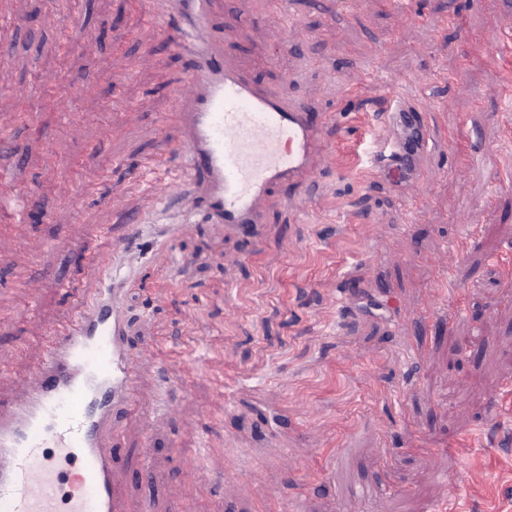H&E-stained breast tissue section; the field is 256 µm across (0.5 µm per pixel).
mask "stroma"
I'll list each match as a JSON object with an SVG mask.
<instances>
[{
	"label": "stroma",
	"mask_w": 512,
	"mask_h": 512,
	"mask_svg": "<svg viewBox=\"0 0 512 512\" xmlns=\"http://www.w3.org/2000/svg\"><path fill=\"white\" fill-rule=\"evenodd\" d=\"M289 2L224 0V47L260 85L294 79L321 131L312 176L273 188L252 240L200 220L168 245L155 227L129 239L127 219L152 205L142 157L174 174L162 118L187 58L142 21L145 0H0V132L21 148L0 171L31 192L23 222L0 228V389L29 379L50 325L102 288L91 252L130 241L136 409L117 420L114 467L130 500L512 512V57L491 55L512 0ZM408 72L440 106L430 179L374 163L384 85ZM89 184L100 195L82 199Z\"/></svg>",
	"instance_id": "stroma-1"
}]
</instances>
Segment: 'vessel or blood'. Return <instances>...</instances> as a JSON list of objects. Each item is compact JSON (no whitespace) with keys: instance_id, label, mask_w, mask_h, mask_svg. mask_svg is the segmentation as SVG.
<instances>
[{"instance_id":"vessel-or-blood-1","label":"vessel or blood","mask_w":512,"mask_h":512,"mask_svg":"<svg viewBox=\"0 0 512 512\" xmlns=\"http://www.w3.org/2000/svg\"><path fill=\"white\" fill-rule=\"evenodd\" d=\"M224 0H151L149 13L174 50L193 55L164 127L179 136L188 216L225 232L255 233L271 186L297 181L311 164L317 131L287 90L255 86L226 61ZM413 75L389 87L397 137L428 140L416 123L433 109L405 100ZM128 250L92 258L107 286L75 317L47 333L45 356L19 393H0V512H152L127 500L112 477L118 413L134 405L137 373L128 316L113 287L136 264Z\"/></svg>"}]
</instances>
